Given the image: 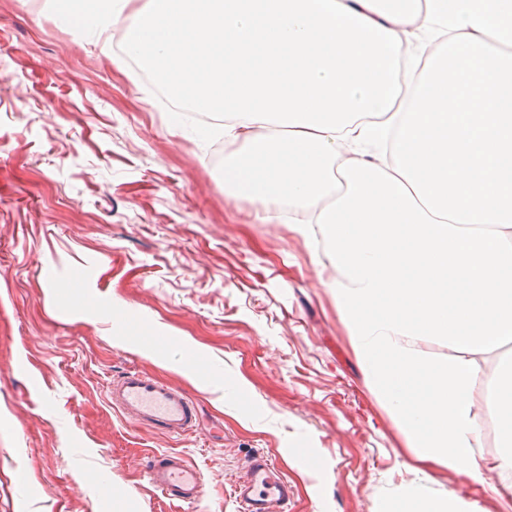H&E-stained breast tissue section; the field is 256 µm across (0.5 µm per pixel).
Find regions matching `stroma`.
I'll list each match as a JSON object with an SVG mask.
<instances>
[{
	"mask_svg": "<svg viewBox=\"0 0 512 512\" xmlns=\"http://www.w3.org/2000/svg\"><path fill=\"white\" fill-rule=\"evenodd\" d=\"M44 3L0 0V512H238L232 485L256 452L292 485L288 512H387L403 490L512 512L488 413L492 489L416 462L318 282L319 226L302 235L277 206L225 197L209 159L244 144L225 138L223 117L175 111L127 58V21L107 55L90 26ZM125 324L155 343L122 342ZM468 358L493 397L512 339ZM190 364L205 383L182 374ZM132 367L189 392L197 431L173 438L114 410L105 387ZM156 451L200 469L201 501L172 504L151 486Z\"/></svg>",
	"mask_w": 512,
	"mask_h": 512,
	"instance_id": "35a3bbf8",
	"label": "stroma"
}]
</instances>
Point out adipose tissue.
<instances>
[{
  "label": "adipose tissue",
  "instance_id": "obj_1",
  "mask_svg": "<svg viewBox=\"0 0 512 512\" xmlns=\"http://www.w3.org/2000/svg\"><path fill=\"white\" fill-rule=\"evenodd\" d=\"M127 52L171 99L224 115L244 151L224 193L319 225L362 369L407 448L487 482L478 372L428 359L439 337L491 351L512 337V0H48ZM489 411L512 473V363ZM392 512H484L400 494Z\"/></svg>",
  "mask_w": 512,
  "mask_h": 512
}]
</instances>
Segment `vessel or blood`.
<instances>
[{
	"instance_id": "1",
	"label": "vessel or blood",
	"mask_w": 512,
	"mask_h": 512,
	"mask_svg": "<svg viewBox=\"0 0 512 512\" xmlns=\"http://www.w3.org/2000/svg\"><path fill=\"white\" fill-rule=\"evenodd\" d=\"M108 397L123 417L175 438L194 432L198 424L195 402L188 392L139 370H127L115 379ZM147 476L164 498L180 505L195 504L205 491L200 470L178 453L155 454ZM233 496L239 512H269L274 504L280 512H287L291 488L278 475L272 459L258 452L235 482Z\"/></svg>"
}]
</instances>
